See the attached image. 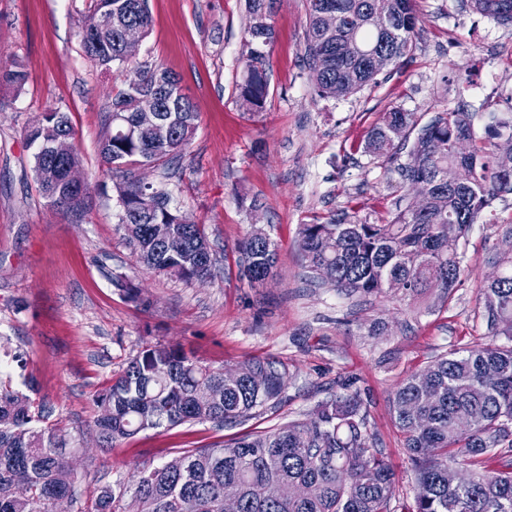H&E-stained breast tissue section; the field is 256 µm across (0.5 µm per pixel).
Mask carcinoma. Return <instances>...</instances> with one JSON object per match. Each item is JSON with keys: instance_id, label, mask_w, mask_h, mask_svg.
Segmentation results:
<instances>
[{"instance_id": "obj_1", "label": "carcinoma", "mask_w": 512, "mask_h": 512, "mask_svg": "<svg viewBox=\"0 0 512 512\" xmlns=\"http://www.w3.org/2000/svg\"><path fill=\"white\" fill-rule=\"evenodd\" d=\"M415 0H307L305 55L312 82L322 97H345L377 82L371 58L382 51L397 61L411 54L418 34ZM276 0H247V76L240 99L248 112L262 111L269 93L262 47L273 42L271 23ZM477 12L512 22V0H470ZM382 11L388 27L378 28L371 15ZM336 13V29L324 27L323 14ZM133 25L147 36L151 16L147 0H90L83 48L105 70L127 64L121 29ZM141 86L125 87L112 101V113L100 151L111 172L135 165H164L180 155L198 127L199 114L175 74L159 66L140 68ZM27 74L15 62L0 68V85L21 87ZM159 111L172 136L157 142L132 132L138 112ZM417 131L406 146L408 131ZM74 132L67 113L51 110L28 127L34 148L33 170L48 206L79 210L85 190L63 181V167L81 166L74 142H60ZM464 136L471 150L460 157L454 140ZM501 127L489 125L475 138L472 113L457 106L436 112L420 126L413 112L386 113L373 127L364 151L396 157L399 176L425 193L421 211L400 207L371 220L357 214L327 224H303L300 248L307 278L347 296H415L438 288L449 297L464 273L462 254L448 250L460 242L484 210L504 193H512V172L499 166ZM459 165L464 180L448 185V167ZM118 223L133 253L148 269L185 282L211 276L213 260L204 228L179 224L164 189L139 180L115 185ZM166 224L167 241L154 240L150 226ZM235 251L242 276L252 285L273 276L277 251L271 239L249 235ZM501 277L479 289L483 317L494 336L512 342V244L498 260ZM238 370L256 372L236 381L223 370L174 345L143 349L97 397L95 437L112 448L139 432L188 422L236 424L281 394L282 373L267 358H249ZM390 409L404 445L415 483L412 512H512V345L454 351L403 380L390 397ZM45 407L0 378V512H54V500L75 496V472L58 458L79 447L76 435L40 426ZM425 448L436 449L429 456ZM496 461L490 470L487 463ZM239 494L240 512H388L392 473L367 426V406L356 394H337L317 405L310 418L262 434L248 435L220 448L185 450L162 465L139 468L133 496L141 512H223L224 488ZM127 488L105 484L89 509L122 512Z\"/></svg>"}]
</instances>
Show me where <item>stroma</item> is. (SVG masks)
Returning <instances> with one entry per match:
<instances>
[{"label":"stroma","instance_id":"stroma-1","mask_svg":"<svg viewBox=\"0 0 512 512\" xmlns=\"http://www.w3.org/2000/svg\"><path fill=\"white\" fill-rule=\"evenodd\" d=\"M148 36L128 61L177 75L198 114L197 131L170 169L131 176L166 189L171 206L204 225L214 275L186 283L137 263L118 222L117 196L98 143L125 76L85 54L87 0H0V62L27 72L20 89L0 86V360L26 361L13 384L36 380L50 423L83 432L76 489L132 486L136 464H162L181 451L223 445L301 421L329 396L356 391L369 401L368 427L394 471L393 512L414 496L392 391L454 350L496 344L477 291L495 274L512 228V194L497 198L459 250L464 274L449 300L439 289L365 303L305 281L301 225L342 213L377 217L408 205L413 187L395 160L364 145L384 113L398 108L428 122L438 108L472 112L476 131L512 121V23L473 11L467 0H416L422 23L412 55L377 83L342 98L319 97L304 57L306 0H277L262 112H246L245 0H148ZM67 112L87 194L79 211L46 206L33 172L26 127ZM277 246L276 275L240 279L235 243L254 226ZM120 275L134 300L112 283ZM179 345L204 364L233 369L249 357L277 361L281 394L241 424L185 423L147 429L106 450L94 447L96 398L148 345Z\"/></svg>","mask_w":512,"mask_h":512}]
</instances>
